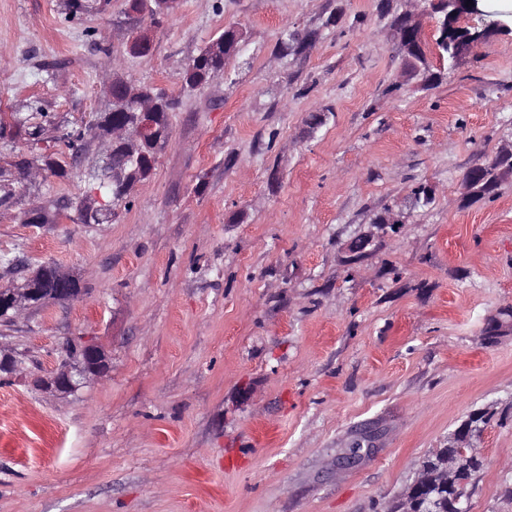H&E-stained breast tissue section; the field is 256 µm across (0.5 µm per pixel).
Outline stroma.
<instances>
[{"instance_id":"1","label":"stroma","mask_w":512,"mask_h":512,"mask_svg":"<svg viewBox=\"0 0 512 512\" xmlns=\"http://www.w3.org/2000/svg\"><path fill=\"white\" fill-rule=\"evenodd\" d=\"M407 12L433 42L415 0H179L137 56L128 0L71 22L64 0H0V121L37 107L56 138L104 111L103 29L121 75L182 97L112 223L23 220L82 197L96 145L0 208L19 265L0 286L49 261L84 287L0 322V512H384L475 408L493 417L463 505L512 512V174L491 198L463 186L512 142V32L448 71L428 55L430 86L405 74ZM228 27L239 53L182 95ZM287 28L314 34L304 53ZM76 339L109 372L42 387ZM224 31L215 39L202 46L197 55L187 64L183 72V90L191 93L204 87L211 79L224 74V65L231 54L226 50L231 41ZM227 39V41H226Z\"/></svg>"}]
</instances>
